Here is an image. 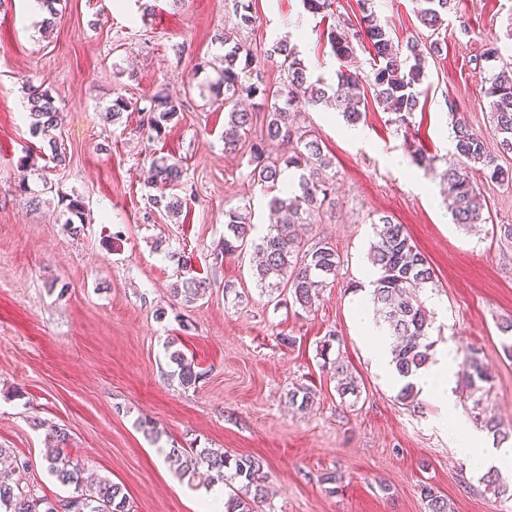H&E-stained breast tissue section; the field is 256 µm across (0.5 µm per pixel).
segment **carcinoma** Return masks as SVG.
<instances>
[{
  "label": "carcinoma",
  "mask_w": 512,
  "mask_h": 512,
  "mask_svg": "<svg viewBox=\"0 0 512 512\" xmlns=\"http://www.w3.org/2000/svg\"><path fill=\"white\" fill-rule=\"evenodd\" d=\"M361 11V29L358 34L349 28L335 27L328 31L327 41L332 53L339 60L348 59L355 51L354 42L367 40L373 51L374 67L367 81L374 89L376 100L395 114L392 122L401 126L409 124L419 105L421 86L426 77L427 55L432 47L408 42L405 50L394 48L390 28L372 11L370 0H358ZM418 16L426 27L436 31L442 25L454 0H418ZM224 48V70L208 88L214 102L227 109L224 123V152L236 153L249 146L247 164L250 175L257 183L271 192L268 200L270 221L266 233L251 241L255 229L247 207L230 209L224 214V242L226 253L243 250L252 244L260 261L256 265V282L261 292L273 301L278 294H287L288 303L303 311L315 306L320 291L336 281L343 260L336 247L327 239H307L308 229L317 223L325 211L336 209L333 178L323 176L332 167L324 154L321 141L311 130L301 131L293 126L292 110L299 101L316 107L332 101L343 119L357 124L362 118L360 88L362 79L355 72L341 69L336 82L327 87L322 79L311 80L309 68L297 45L281 39L270 49V54L281 59L280 67L285 80L281 85L269 87L263 80L261 69L255 67V56L246 44L226 32L218 38ZM249 70L255 81H245L242 72ZM27 101L31 118L30 133L47 141L51 159L57 166L66 165V154L58 146L54 131L60 127V109L50 92L39 86L28 88ZM494 123L498 152L512 154V63L492 70L489 87L485 91ZM259 99L267 110L265 134L261 139L248 142L253 113L239 108V101ZM143 114L142 126L147 132L161 136L167 124L181 112L180 99L166 89L157 90L140 107L118 96L106 112L107 118L116 123L129 110ZM453 128V145L457 162L443 174L448 209L456 224L471 225L486 222L483 217L484 197L474 174L497 184H512V173L497 163V156L487 150L484 135L475 131L464 120L450 112ZM281 141L290 144L288 155L281 161L269 160L268 143ZM297 174V185L288 193L278 189L284 169ZM149 185L180 186L194 196L193 188L184 181L180 161L173 157H155L150 163ZM187 196V197H189ZM187 197L161 194L151 198L153 207L175 217L180 215ZM64 224L76 230L74 224L85 222V203L82 198L67 199ZM376 241L371 245V264L374 278L370 280L371 302L390 336L392 362L404 378L432 362L434 342L430 341L433 315L412 288L424 289L433 283V269L427 257L416 247L401 224L381 216L372 222ZM208 284L198 278H188L182 287L173 289L177 298L192 303L206 293ZM175 366L173 374L184 386H191L199 379L194 362L175 348L168 354ZM465 376L472 399L471 415L474 423L505 441L512 433L502 429L493 413L489 388L492 376L478 357L470 351L463 355ZM337 378L336 390L342 397L358 396L357 377L341 357L332 362ZM288 403L299 410L312 407L316 392L306 386L288 390ZM57 451L46 456L48 472L63 485L74 487L73 495L51 500L21 485L17 468L0 466V512H130V504L123 488L107 479L86 482L83 474L85 463L59 451L67 441L65 429L56 427L49 433ZM166 461L176 473L185 476L204 468L214 483L238 484L229 495L227 512H256L257 504L265 501L264 461L252 455L232 457L214 448L172 446ZM420 495L426 502V512H452L448 499L431 485H423Z\"/></svg>",
  "instance_id": "cac0c4a2"
}]
</instances>
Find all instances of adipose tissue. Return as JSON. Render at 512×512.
I'll return each instance as SVG.
<instances>
[{"mask_svg": "<svg viewBox=\"0 0 512 512\" xmlns=\"http://www.w3.org/2000/svg\"><path fill=\"white\" fill-rule=\"evenodd\" d=\"M456 369L454 354L451 350H444L436 363L420 370L414 379L416 388L421 395L442 406L445 411L451 412V422L457 438L460 452H469L471 447H478L479 458L483 467H496L512 472V452L497 451L491 446H479V436L467 420L454 414L455 396L453 394V374Z\"/></svg>", "mask_w": 512, "mask_h": 512, "instance_id": "ef3b65f1", "label": "adipose tissue"}]
</instances>
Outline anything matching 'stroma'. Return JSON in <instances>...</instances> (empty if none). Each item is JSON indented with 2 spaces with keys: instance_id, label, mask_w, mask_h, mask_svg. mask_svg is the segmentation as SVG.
<instances>
[{
  "instance_id": "obj_1",
  "label": "stroma",
  "mask_w": 512,
  "mask_h": 512,
  "mask_svg": "<svg viewBox=\"0 0 512 512\" xmlns=\"http://www.w3.org/2000/svg\"><path fill=\"white\" fill-rule=\"evenodd\" d=\"M371 6L396 44L434 42L439 51L427 58L409 127L371 101L353 137L341 116L302 107L300 126L315 131L336 174L337 206L313 233L344 261L309 311L260 295L252 251L219 249L225 210L247 203L253 223L269 221L268 194L253 184L245 155L224 152L226 111L192 84L196 75L216 78L214 36L235 28V0H157L150 13L137 0H57L47 30L28 0L0 6V446L38 494H72L46 469L48 429L59 426L69 433L66 452L122 485L131 512H199L206 484L174 473L165 459L174 445L261 457L269 499L258 512H425L424 484L455 512H512L437 425L438 406L401 405L372 364L353 306L369 269L371 222L392 216L434 269L420 297L434 314L436 348L479 350L493 376V411L512 428V359L499 329L512 320V247L491 233L512 224V186L481 183L489 221L467 229L453 224L441 180L456 161L449 108L493 135L480 37H499L502 60L512 62V0H456L435 32L421 24L417 0ZM251 7L255 24L240 37L269 86L285 74L265 52L284 36L326 83L344 65L371 72L364 45L344 64L327 43L331 27L358 23L357 0H331L322 16L301 0ZM202 60L208 68L195 73ZM31 84L48 88L63 111L56 137L65 166H53L19 109ZM162 84L183 110L161 138H143L135 112L106 122L116 96L142 101ZM418 148L435 155L434 169L415 165ZM157 154L179 159L195 190L180 217L148 201L143 175ZM63 195L86 204L78 232L54 220ZM191 276L206 279L205 295L175 300V284ZM332 331L361 383L353 405L320 355ZM172 341L194 361V386L171 375ZM300 385L316 393L305 411L286 397ZM329 472L342 477L333 491L322 481Z\"/></svg>"
}]
</instances>
